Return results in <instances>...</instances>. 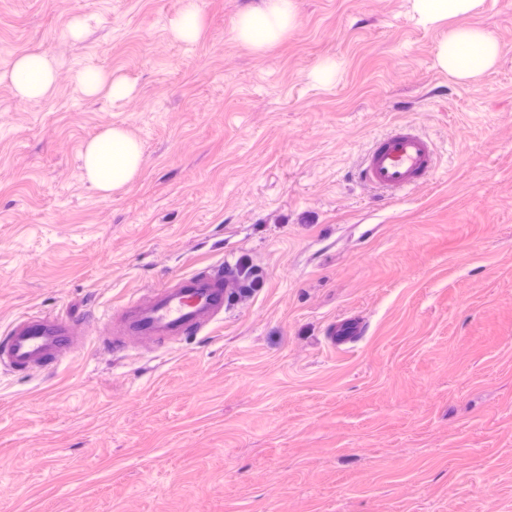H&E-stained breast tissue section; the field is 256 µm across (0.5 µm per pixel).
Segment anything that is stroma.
Here are the masks:
<instances>
[{
	"instance_id": "stroma-1",
	"label": "stroma",
	"mask_w": 512,
	"mask_h": 512,
	"mask_svg": "<svg viewBox=\"0 0 512 512\" xmlns=\"http://www.w3.org/2000/svg\"><path fill=\"white\" fill-rule=\"evenodd\" d=\"M412 2L291 0L256 47L238 20L281 0H0V330L206 266L250 282L211 334L0 366V512H512V0ZM454 34L500 50L450 74ZM41 53L29 100L9 73ZM401 123L441 169L389 200L354 172ZM116 131L112 188L86 152ZM473 0H414L415 10L426 21L457 16L472 9ZM49 63L38 55L21 56L13 70V84L16 91L28 99L43 96L50 87Z\"/></svg>"
}]
</instances>
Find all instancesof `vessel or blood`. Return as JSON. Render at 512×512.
<instances>
[{"label":"vessel or blood","mask_w":512,"mask_h":512,"mask_svg":"<svg viewBox=\"0 0 512 512\" xmlns=\"http://www.w3.org/2000/svg\"><path fill=\"white\" fill-rule=\"evenodd\" d=\"M437 171L433 142L410 125L380 139L358 169L361 182L389 194L405 193ZM236 283L230 274H183L107 311L102 326L63 315L26 314L0 337V362L36 372L75 356L90 337L105 336L115 347L176 344L184 336L211 331L223 320Z\"/></svg>","instance_id":"b4317fda"}]
</instances>
